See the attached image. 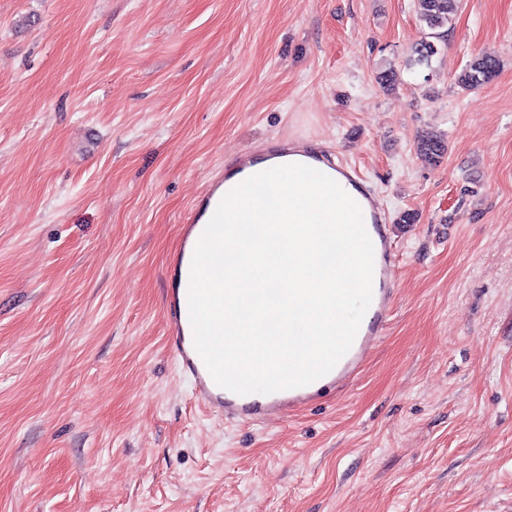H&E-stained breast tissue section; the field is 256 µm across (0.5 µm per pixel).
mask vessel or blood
Returning a JSON list of instances; mask_svg holds the SVG:
<instances>
[{"label":"vessel or blood","mask_w":512,"mask_h":512,"mask_svg":"<svg viewBox=\"0 0 512 512\" xmlns=\"http://www.w3.org/2000/svg\"><path fill=\"white\" fill-rule=\"evenodd\" d=\"M369 219L366 231L374 248L371 304L349 351L330 372L307 385L264 395H239L219 386L194 346L187 295L174 297L168 312V340L198 401L205 408L220 410L238 421L255 422L276 407L291 413L301 410L330 386L356 375L370 350L383 338L395 302L393 281L397 252L378 208H371Z\"/></svg>","instance_id":"obj_1"}]
</instances>
